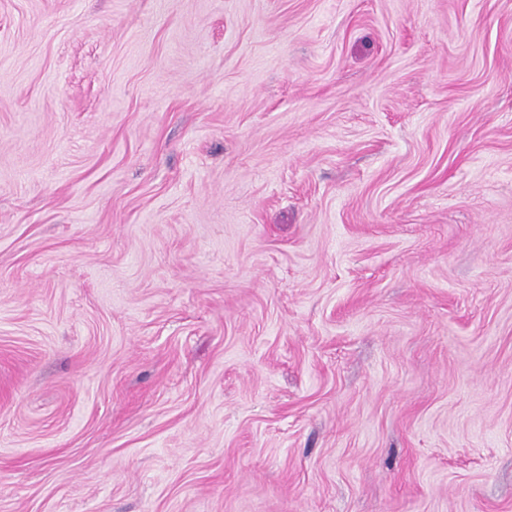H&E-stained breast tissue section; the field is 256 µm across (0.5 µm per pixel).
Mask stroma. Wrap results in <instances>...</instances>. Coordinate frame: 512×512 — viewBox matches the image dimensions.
I'll return each instance as SVG.
<instances>
[{
  "label": "stroma",
  "instance_id": "35a3bbf8",
  "mask_svg": "<svg viewBox=\"0 0 512 512\" xmlns=\"http://www.w3.org/2000/svg\"><path fill=\"white\" fill-rule=\"evenodd\" d=\"M0 512H512V0H0Z\"/></svg>",
  "mask_w": 512,
  "mask_h": 512
}]
</instances>
